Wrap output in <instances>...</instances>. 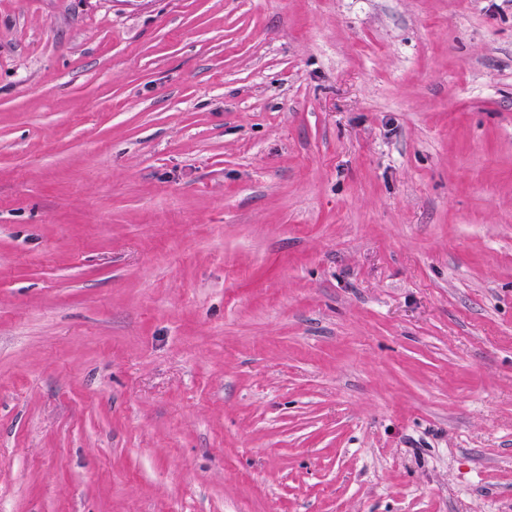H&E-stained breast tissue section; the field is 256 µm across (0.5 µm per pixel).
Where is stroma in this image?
<instances>
[{"label": "stroma", "mask_w": 512, "mask_h": 512, "mask_svg": "<svg viewBox=\"0 0 512 512\" xmlns=\"http://www.w3.org/2000/svg\"><path fill=\"white\" fill-rule=\"evenodd\" d=\"M0 512H512V0H0Z\"/></svg>", "instance_id": "35a3bbf8"}]
</instances>
